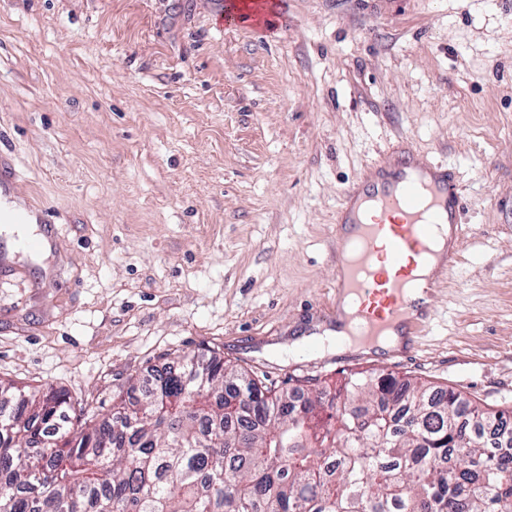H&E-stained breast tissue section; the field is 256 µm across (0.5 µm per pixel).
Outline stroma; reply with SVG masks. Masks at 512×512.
<instances>
[{
  "instance_id": "obj_1",
  "label": "stroma",
  "mask_w": 512,
  "mask_h": 512,
  "mask_svg": "<svg viewBox=\"0 0 512 512\" xmlns=\"http://www.w3.org/2000/svg\"><path fill=\"white\" fill-rule=\"evenodd\" d=\"M0 0V151L51 250L0 279V380L100 402L181 353L274 382L377 368L512 409V0ZM456 166L461 253L407 356L336 324V204L399 140ZM41 287H31V280Z\"/></svg>"
}]
</instances>
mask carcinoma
Here are the masks:
<instances>
[{
    "mask_svg": "<svg viewBox=\"0 0 512 512\" xmlns=\"http://www.w3.org/2000/svg\"><path fill=\"white\" fill-rule=\"evenodd\" d=\"M104 416L0 383V512H512L509 416L375 369L290 390L213 354Z\"/></svg>",
    "mask_w": 512,
    "mask_h": 512,
    "instance_id": "cac0c4a2",
    "label": "carcinoma"
}]
</instances>
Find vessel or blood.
Here are the masks:
<instances>
[{
	"label": "vessel or blood",
	"instance_id": "vessel-or-blood-1",
	"mask_svg": "<svg viewBox=\"0 0 512 512\" xmlns=\"http://www.w3.org/2000/svg\"><path fill=\"white\" fill-rule=\"evenodd\" d=\"M463 208L461 183L445 163L422 162L406 141L388 163H372L344 188L336 207L340 262L336 268L338 297H351L354 330L378 336L393 325L419 336L430 326L429 311L419 309L411 294L415 282L435 288L461 252L459 238L439 250L443 226H457ZM5 224L40 223L43 236L28 241L39 250L53 233L47 208H0Z\"/></svg>",
	"mask_w": 512,
	"mask_h": 512
}]
</instances>
